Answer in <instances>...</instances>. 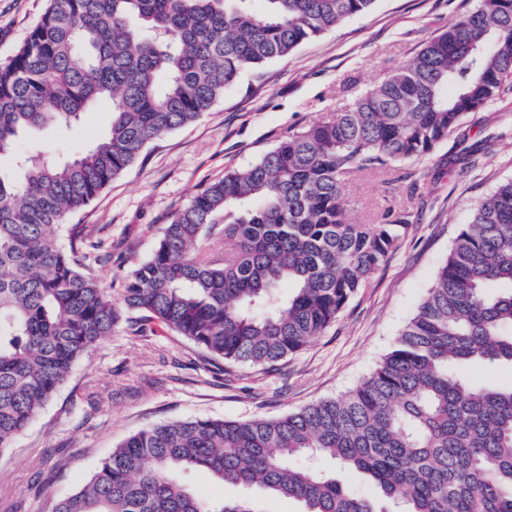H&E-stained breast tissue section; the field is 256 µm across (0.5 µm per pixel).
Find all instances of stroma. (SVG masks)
<instances>
[{
    "label": "stroma",
    "instance_id": "obj_1",
    "mask_svg": "<svg viewBox=\"0 0 512 512\" xmlns=\"http://www.w3.org/2000/svg\"><path fill=\"white\" fill-rule=\"evenodd\" d=\"M46 0H0V58L40 19ZM475 0H376L287 58L242 75L194 124L150 142L139 160L68 224L104 240L93 270L120 299L123 279L152 254L160 228L225 170L257 160L290 128L344 111L357 95L456 23ZM112 114L94 105L71 130H32L23 150L67 158L100 140ZM512 178V91L468 114L433 155L349 177L351 218L378 223L389 204L413 226L389 260L304 349L270 368L225 366L189 340L140 330L123 313L111 336L70 369L12 448L0 454V512H54L128 435L189 419L274 418L336 397L392 348L445 261L473 203Z\"/></svg>",
    "mask_w": 512,
    "mask_h": 512
}]
</instances>
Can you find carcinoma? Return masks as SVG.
Returning <instances> with one entry per match:
<instances>
[{"label": "carcinoma", "instance_id": "carcinoma-1", "mask_svg": "<svg viewBox=\"0 0 512 512\" xmlns=\"http://www.w3.org/2000/svg\"><path fill=\"white\" fill-rule=\"evenodd\" d=\"M0 60V453L121 308L226 363L264 366L305 348L398 249L407 212L353 221V174L428 157L512 83V0L479 6L428 40L345 111L288 130L171 213L122 304L92 259L52 227L91 203L153 140L196 122L242 74L284 58L375 0H47ZM100 101L112 124L64 159L21 152L22 133L70 129ZM292 291H281L284 285ZM512 179L472 206L414 315L371 375L277 418H194L135 432L55 512H257L208 502L200 471L300 512H512ZM318 455L375 495L298 464Z\"/></svg>", "mask_w": 512, "mask_h": 512}]
</instances>
